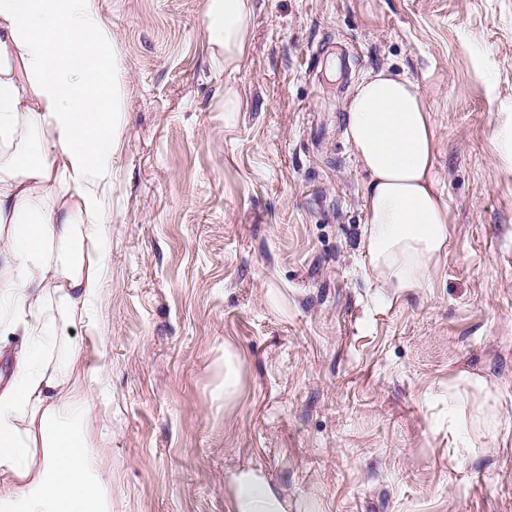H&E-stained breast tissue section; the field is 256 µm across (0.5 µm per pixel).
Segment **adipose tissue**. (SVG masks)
Instances as JSON below:
<instances>
[{
  "label": "adipose tissue",
  "instance_id": "ef3b65f1",
  "mask_svg": "<svg viewBox=\"0 0 512 512\" xmlns=\"http://www.w3.org/2000/svg\"><path fill=\"white\" fill-rule=\"evenodd\" d=\"M253 0H205L211 58L249 50ZM126 67L98 0H0V333L22 343L0 390V512H112L110 478L89 453L94 404L81 349L46 357L91 318L124 133ZM344 136L366 176V269L386 288H421L448 254L449 207L419 86L382 68L347 100ZM226 512H287L259 471L234 474Z\"/></svg>",
  "mask_w": 512,
  "mask_h": 512
}]
</instances>
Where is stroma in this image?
<instances>
[{"instance_id":"obj_1","label":"stroma","mask_w":512,"mask_h":512,"mask_svg":"<svg viewBox=\"0 0 512 512\" xmlns=\"http://www.w3.org/2000/svg\"><path fill=\"white\" fill-rule=\"evenodd\" d=\"M203 4L99 0L125 130L96 327L68 337L103 370L112 512H225L244 465L288 512H512V0H254L233 71ZM383 67L437 131L452 224L422 288L363 273L341 116Z\"/></svg>"}]
</instances>
